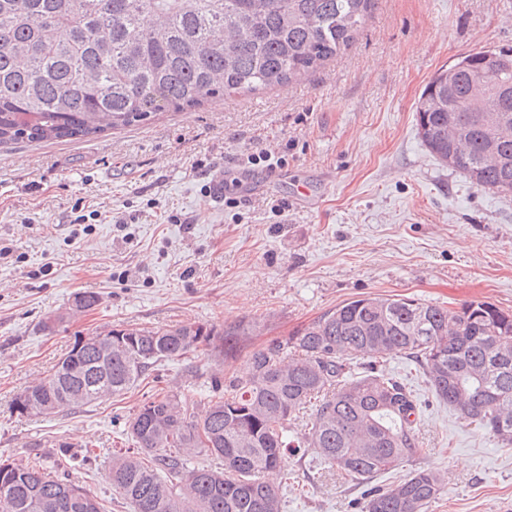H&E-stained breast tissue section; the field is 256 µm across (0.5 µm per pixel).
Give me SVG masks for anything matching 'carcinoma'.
Here are the masks:
<instances>
[{
	"label": "carcinoma",
	"instance_id": "carcinoma-1",
	"mask_svg": "<svg viewBox=\"0 0 512 512\" xmlns=\"http://www.w3.org/2000/svg\"><path fill=\"white\" fill-rule=\"evenodd\" d=\"M375 0H0V145L93 138L226 94L297 81L356 40ZM418 135L444 166L512 196V53L477 51L440 69L416 105ZM93 292L74 298L94 309ZM257 330L242 322L114 328L75 340L12 412L79 410L136 388L156 364L208 352L229 364ZM405 355L436 399L512 446V311L359 296L214 375L206 402L162 389L125 423L133 447L108 479L133 512H282L275 482L299 441L358 485L422 451L420 403L384 365ZM367 362L362 372L356 365ZM309 412L303 431L295 429ZM93 449L1 459L0 512H111L71 472ZM444 485L419 469L367 493L363 512H428Z\"/></svg>",
	"mask_w": 512,
	"mask_h": 512
}]
</instances>
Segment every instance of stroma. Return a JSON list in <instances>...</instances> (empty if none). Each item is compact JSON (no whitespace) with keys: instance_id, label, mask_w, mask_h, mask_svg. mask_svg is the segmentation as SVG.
<instances>
[{"instance_id":"35a3bbf8","label":"stroma","mask_w":512,"mask_h":512,"mask_svg":"<svg viewBox=\"0 0 512 512\" xmlns=\"http://www.w3.org/2000/svg\"><path fill=\"white\" fill-rule=\"evenodd\" d=\"M480 50H512V0H376L353 45L300 81L93 139L0 147V457L89 442L96 465L77 478L110 492L127 417L163 387L203 400L218 366L192 354L115 399L46 418L12 413L15 394L81 336L257 320L259 349L360 295L512 309V197L442 166L416 126L430 78ZM255 142L286 163L256 170L264 193L225 208L207 185L237 176ZM85 291L99 305L68 317ZM54 314L65 320L50 334L41 323ZM386 367L423 407L426 452L374 486L431 467L446 482L428 512H512V447L440 403L413 362ZM281 474L283 512L362 510L364 487L312 450L286 457Z\"/></svg>"}]
</instances>
